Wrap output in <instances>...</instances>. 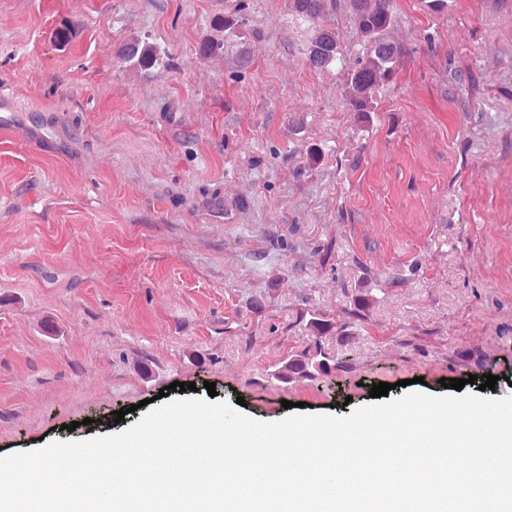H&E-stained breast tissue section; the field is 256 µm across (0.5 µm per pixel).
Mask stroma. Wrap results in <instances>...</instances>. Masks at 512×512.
<instances>
[{"mask_svg":"<svg viewBox=\"0 0 512 512\" xmlns=\"http://www.w3.org/2000/svg\"><path fill=\"white\" fill-rule=\"evenodd\" d=\"M288 14V0H0V92L15 100L0 130V457L120 433L175 381L202 398L214 383L263 423L285 399L348 416L381 382L392 399L453 395L445 378L512 397V0L440 15L396 0L408 55L367 123L343 105L363 49L347 0L330 12L344 64L325 74ZM234 15L250 40L200 58ZM63 23L76 36L61 48ZM134 38L161 65L122 61ZM362 288L380 291L365 322L350 316ZM307 310L353 334L324 341L352 364L327 387L269 376L309 342ZM467 349L495 389L468 383Z\"/></svg>","mask_w":512,"mask_h":512,"instance_id":"35a3bbf8","label":"stroma"}]
</instances>
